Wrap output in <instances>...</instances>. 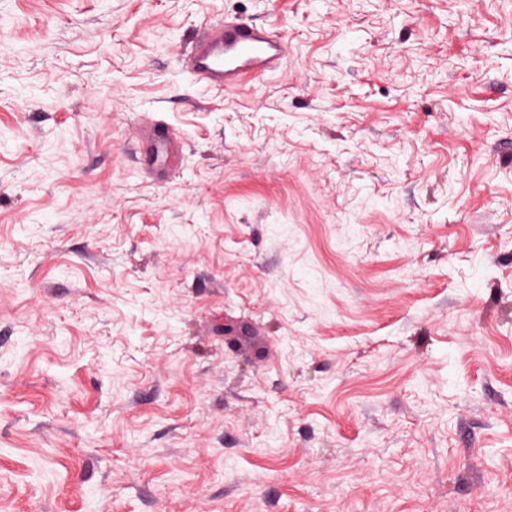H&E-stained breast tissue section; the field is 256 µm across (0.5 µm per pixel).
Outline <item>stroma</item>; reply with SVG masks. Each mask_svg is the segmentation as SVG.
<instances>
[{
	"instance_id": "stroma-1",
	"label": "stroma",
	"mask_w": 512,
	"mask_h": 512,
	"mask_svg": "<svg viewBox=\"0 0 512 512\" xmlns=\"http://www.w3.org/2000/svg\"><path fill=\"white\" fill-rule=\"evenodd\" d=\"M0 512H512V0H0ZM288 45L270 27L224 17L200 31L182 67L200 82L233 88L280 68Z\"/></svg>"
}]
</instances>
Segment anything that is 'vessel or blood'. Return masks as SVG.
I'll list each match as a JSON object with an SVG mask.
<instances>
[{"label":"vessel or blood","mask_w":512,"mask_h":512,"mask_svg":"<svg viewBox=\"0 0 512 512\" xmlns=\"http://www.w3.org/2000/svg\"><path fill=\"white\" fill-rule=\"evenodd\" d=\"M287 55L286 42L271 28L227 17L197 34L182 66L204 84L232 88L275 72Z\"/></svg>","instance_id":"obj_1"}]
</instances>
